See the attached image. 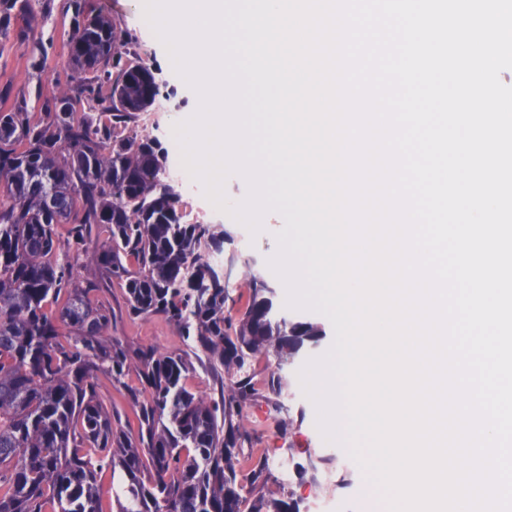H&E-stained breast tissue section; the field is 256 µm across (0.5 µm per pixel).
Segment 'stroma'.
Returning <instances> with one entry per match:
<instances>
[{
    "label": "stroma",
    "mask_w": 512,
    "mask_h": 512,
    "mask_svg": "<svg viewBox=\"0 0 512 512\" xmlns=\"http://www.w3.org/2000/svg\"><path fill=\"white\" fill-rule=\"evenodd\" d=\"M44 8L49 17L44 27V52L34 51L32 43L22 41L23 22L17 18L12 21L9 37L0 43V90L8 91L10 99L26 100L29 118L34 122L41 117L40 96L46 93L48 86L55 84L59 89L68 90L76 88L82 80L69 59L72 15L66 0H46ZM85 10L114 20L127 32L139 54L153 64L159 94L148 111L131 118L129 129L157 139L162 147H170L173 126L179 114L190 108L194 92L167 61L162 42L145 18L141 0H85ZM178 209L184 223L220 225L228 233L224 253L241 259L230 286L231 296L245 292L249 274L243 264L244 258L257 259V272L270 275L267 261L277 250L275 235L282 223L279 214H266L262 231L253 236L243 225L219 211L204 196L202 188H195L190 194L181 193ZM80 275L82 281L91 282L97 288L99 300L109 316L103 335L105 343L121 345L135 359L149 352L185 357L191 363L185 377L189 389L207 399L219 396L224 385L223 371L211 369L206 353L194 347L163 315H131L121 281L102 272L95 245H87ZM95 386L100 399L112 413L113 429H127L129 422L135 419L136 404L146 399L137 373L129 372L119 381L101 373ZM285 403L294 420L287 430L279 427L276 415L270 413L264 402H253L245 409L242 425L254 446L268 449L276 462L285 459L302 463L310 452L320 451L337 457L353 477L351 484L338 489L315 487L294 477L284 478L281 469L277 468L273 471L269 490L294 492L308 510L315 499L325 498L337 503L340 512H386L384 503L346 450L323 440L316 427L315 407L304 395L298 377H291Z\"/></svg>",
    "instance_id": "1"
}]
</instances>
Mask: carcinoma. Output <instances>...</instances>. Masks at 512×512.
<instances>
[{
    "mask_svg": "<svg viewBox=\"0 0 512 512\" xmlns=\"http://www.w3.org/2000/svg\"><path fill=\"white\" fill-rule=\"evenodd\" d=\"M70 6V60L84 82L44 98L37 123L26 101L6 107L0 92V512H104L96 477L106 468L114 512H303L302 500L269 491L271 457L245 447L241 419L263 398L288 429L283 368L323 330L278 317L276 291L254 272L243 310L224 315V264L208 258L226 232L182 222L167 154L128 130L131 115L153 104L154 72L114 21L84 16L81 0ZM16 13L31 34L47 20L43 0H0L1 37ZM100 225L111 236L98 264L125 282L130 310L165 315L224 366V388L207 402L186 387L185 358L144 356L149 400L136 411L135 436L112 431L94 387L97 372L119 380L130 369L125 350L100 341L108 316L77 281L80 249ZM261 355L278 366L259 380ZM311 456L315 470L295 464L300 480L349 484L351 471Z\"/></svg>",
    "mask_w": 512,
    "mask_h": 512,
    "instance_id": "1",
    "label": "carcinoma"
}]
</instances>
